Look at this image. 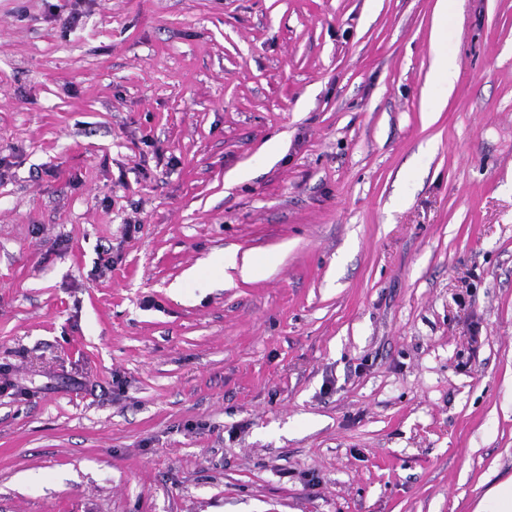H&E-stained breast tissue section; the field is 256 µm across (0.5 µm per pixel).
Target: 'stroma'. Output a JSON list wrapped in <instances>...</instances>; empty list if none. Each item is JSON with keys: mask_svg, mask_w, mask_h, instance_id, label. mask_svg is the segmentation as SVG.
Wrapping results in <instances>:
<instances>
[{"mask_svg": "<svg viewBox=\"0 0 512 512\" xmlns=\"http://www.w3.org/2000/svg\"><path fill=\"white\" fill-rule=\"evenodd\" d=\"M437 8L0 0V512L512 476V0Z\"/></svg>", "mask_w": 512, "mask_h": 512, "instance_id": "1", "label": "stroma"}]
</instances>
